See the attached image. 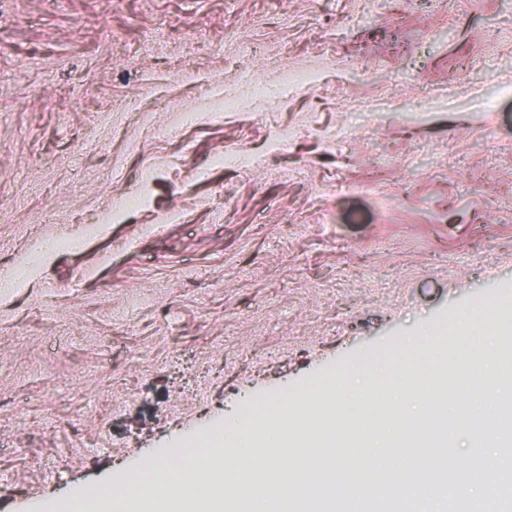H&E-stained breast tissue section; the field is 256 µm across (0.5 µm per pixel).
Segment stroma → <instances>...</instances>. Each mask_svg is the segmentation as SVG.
<instances>
[{"label":"stroma","mask_w":512,"mask_h":512,"mask_svg":"<svg viewBox=\"0 0 512 512\" xmlns=\"http://www.w3.org/2000/svg\"><path fill=\"white\" fill-rule=\"evenodd\" d=\"M477 309L512 316V0H0V512ZM311 80L310 73L305 70H297L288 73L281 79V84L272 85L260 82H248L245 87L246 95L254 102L266 103L274 98L282 97L288 84L294 86L303 85Z\"/></svg>","instance_id":"obj_1"}]
</instances>
